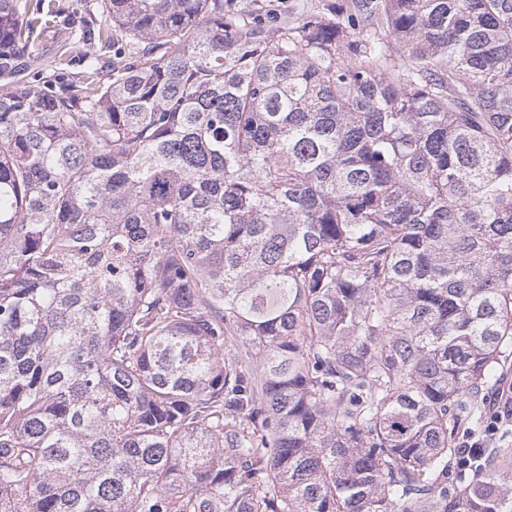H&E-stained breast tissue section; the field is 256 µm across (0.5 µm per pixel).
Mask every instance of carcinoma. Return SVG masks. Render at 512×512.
Returning <instances> with one entry per match:
<instances>
[{
  "label": "carcinoma",
  "mask_w": 512,
  "mask_h": 512,
  "mask_svg": "<svg viewBox=\"0 0 512 512\" xmlns=\"http://www.w3.org/2000/svg\"><path fill=\"white\" fill-rule=\"evenodd\" d=\"M0 0V512H512V0ZM341 0H236L233 1L236 9L253 13L256 18L267 27H275L288 16H299L312 11L329 13L327 5ZM508 363V369L506 371H503L496 383L495 386H493L485 395L483 406L484 410L487 414V417L489 416V400L494 397L496 393L501 391V389L504 390H510L509 396H510V404H509V398H503L504 391H501V394L499 396L498 402H495L493 405H495V411L490 416V422L488 425L485 426L484 430L478 434H471L467 437V440L463 443V448H466V454L470 458L478 459L482 457L485 454L487 443L495 438V435L499 431V423L503 422L506 418L510 417L512 420V355L509 358ZM502 399H505L502 407L500 406V403L502 402ZM510 406V410L508 409ZM503 409V410H502ZM511 420H507L508 423H511Z\"/></svg>",
  "instance_id": "carcinoma-1"
}]
</instances>
